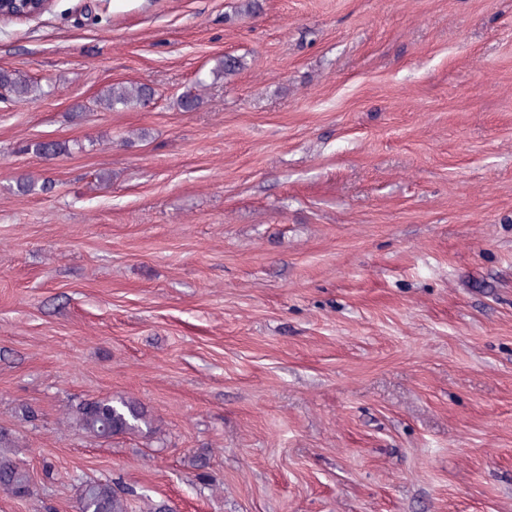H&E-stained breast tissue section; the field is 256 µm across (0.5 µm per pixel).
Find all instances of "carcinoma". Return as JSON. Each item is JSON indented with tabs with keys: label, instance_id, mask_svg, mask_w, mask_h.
<instances>
[{
	"label": "carcinoma",
	"instance_id": "1",
	"mask_svg": "<svg viewBox=\"0 0 512 512\" xmlns=\"http://www.w3.org/2000/svg\"><path fill=\"white\" fill-rule=\"evenodd\" d=\"M42 88L16 73L0 69V95L24 100ZM154 95L151 87L144 84H117L109 87L98 98L103 108L112 111L118 107L141 105ZM35 154L44 157L59 156L67 152L65 145L57 141L37 142ZM73 422L79 430L97 438H108L128 432L152 430L153 421L138 403L129 400H93L78 406L72 412ZM9 433L0 430V490L18 498L33 495L29 471L12 460L5 449L11 447ZM129 492L112 480L87 479L80 482L76 512H129Z\"/></svg>",
	"mask_w": 512,
	"mask_h": 512
}]
</instances>
